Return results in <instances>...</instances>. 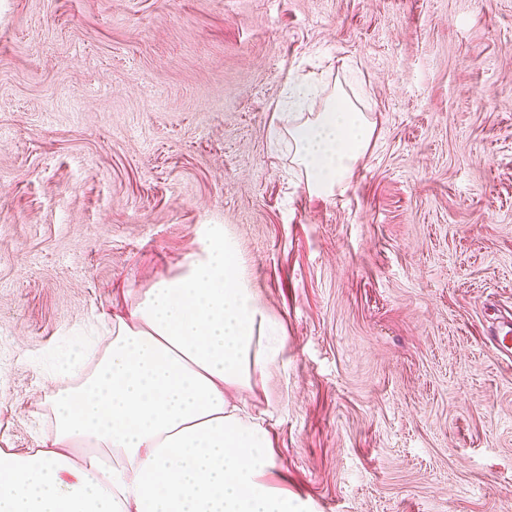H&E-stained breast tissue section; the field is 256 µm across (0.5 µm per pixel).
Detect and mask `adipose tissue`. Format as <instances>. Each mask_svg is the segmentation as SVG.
<instances>
[{
	"instance_id": "obj_1",
	"label": "adipose tissue",
	"mask_w": 512,
	"mask_h": 512,
	"mask_svg": "<svg viewBox=\"0 0 512 512\" xmlns=\"http://www.w3.org/2000/svg\"><path fill=\"white\" fill-rule=\"evenodd\" d=\"M374 131L342 94L289 126L307 192L343 195ZM98 320L108 335L89 364L67 358L52 374V436L23 455L0 449V512H306L273 478L272 435L240 406L284 338L223 225Z\"/></svg>"
}]
</instances>
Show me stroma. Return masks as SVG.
Segmentation results:
<instances>
[{
	"label": "stroma",
	"instance_id": "1",
	"mask_svg": "<svg viewBox=\"0 0 512 512\" xmlns=\"http://www.w3.org/2000/svg\"><path fill=\"white\" fill-rule=\"evenodd\" d=\"M375 134L309 195L275 112ZM223 225L285 329L244 395L313 512H512V0H0V448L70 332Z\"/></svg>",
	"mask_w": 512,
	"mask_h": 512
}]
</instances>
